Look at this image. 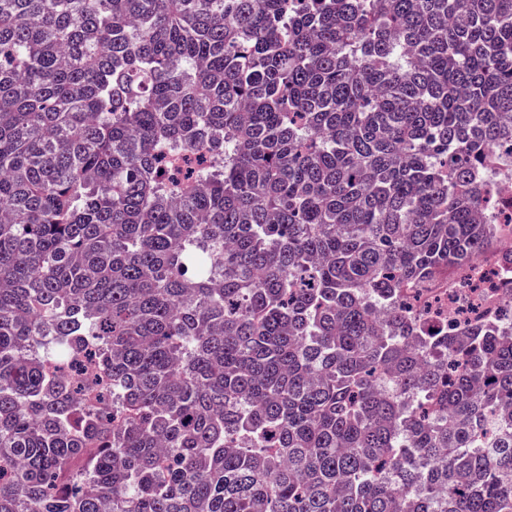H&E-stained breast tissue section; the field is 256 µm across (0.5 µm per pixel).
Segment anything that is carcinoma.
<instances>
[{"label":"carcinoma","instance_id":"carcinoma-1","mask_svg":"<svg viewBox=\"0 0 512 512\" xmlns=\"http://www.w3.org/2000/svg\"><path fill=\"white\" fill-rule=\"evenodd\" d=\"M512 0H0V512H512ZM492 151V167L495 169L489 175L495 188L499 208L506 215L500 224H506L509 222L512 212V156L510 155V147H499ZM460 275L455 273L452 277L447 280L436 281L432 288H430L424 298H426L425 304H431V302H442L445 305L448 300L456 294L458 290V283Z\"/></svg>","mask_w":512,"mask_h":512}]
</instances>
